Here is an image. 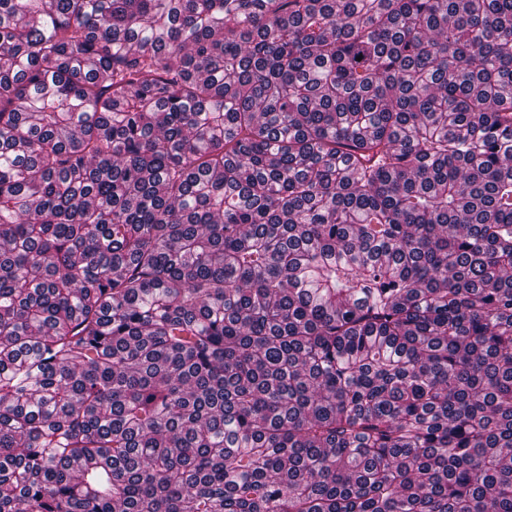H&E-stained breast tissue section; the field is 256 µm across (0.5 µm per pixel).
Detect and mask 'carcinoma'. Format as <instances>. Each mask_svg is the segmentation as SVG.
<instances>
[{"instance_id":"carcinoma-1","label":"carcinoma","mask_w":512,"mask_h":512,"mask_svg":"<svg viewBox=\"0 0 512 512\" xmlns=\"http://www.w3.org/2000/svg\"><path fill=\"white\" fill-rule=\"evenodd\" d=\"M0 512H512V0H0Z\"/></svg>"}]
</instances>
